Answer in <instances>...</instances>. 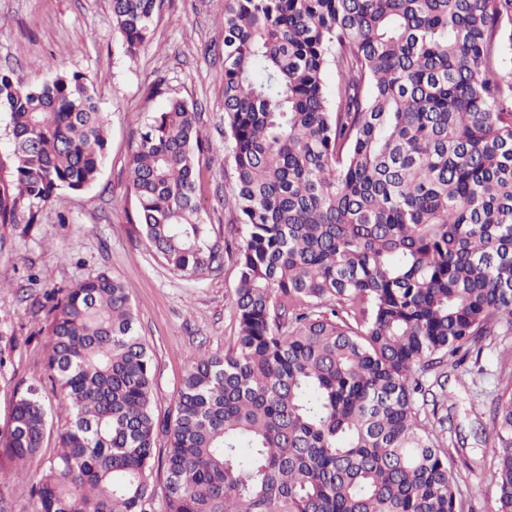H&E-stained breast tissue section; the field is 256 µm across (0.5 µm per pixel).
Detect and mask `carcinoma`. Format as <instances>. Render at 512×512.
Listing matches in <instances>:
<instances>
[{
  "instance_id": "1",
  "label": "carcinoma",
  "mask_w": 512,
  "mask_h": 512,
  "mask_svg": "<svg viewBox=\"0 0 512 512\" xmlns=\"http://www.w3.org/2000/svg\"><path fill=\"white\" fill-rule=\"evenodd\" d=\"M160 3L112 0L130 60ZM223 25L238 335L190 358L162 425L120 280L45 292L46 375L72 421L16 476L37 512H154L157 469L161 512H461L417 371L512 329V0H224ZM149 96L166 104L128 159L131 223L170 271L200 275L224 260L196 194L208 146L165 78ZM1 109L0 224H35L95 180L104 119L78 74L0 73ZM42 390L16 395L0 466L41 456ZM493 444L496 512H512L511 382Z\"/></svg>"
}]
</instances>
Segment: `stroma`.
<instances>
[{
  "instance_id": "35a3bbf8",
  "label": "stroma",
  "mask_w": 512,
  "mask_h": 512,
  "mask_svg": "<svg viewBox=\"0 0 512 512\" xmlns=\"http://www.w3.org/2000/svg\"><path fill=\"white\" fill-rule=\"evenodd\" d=\"M223 16L224 0H163L132 61L113 25L111 0H0V73L27 86L61 74L84 76L100 100L107 135L104 164L85 191L62 193L39 223L0 225V426L17 389L45 372L48 322L36 305L45 289L70 288L102 271L122 282L151 349L163 417L175 412L190 354L226 351L236 335L234 259L200 276L176 275L129 222L135 198L127 159L147 115L164 104L148 96L163 75L170 96L193 107L213 145L197 169L203 220L212 236L235 248L243 243L238 214L224 204L234 171L224 150V87L215 78ZM511 376L512 335L495 337L480 354L448 368V397L438 412L448 418L444 446L463 512H495L490 404Z\"/></svg>"
}]
</instances>
